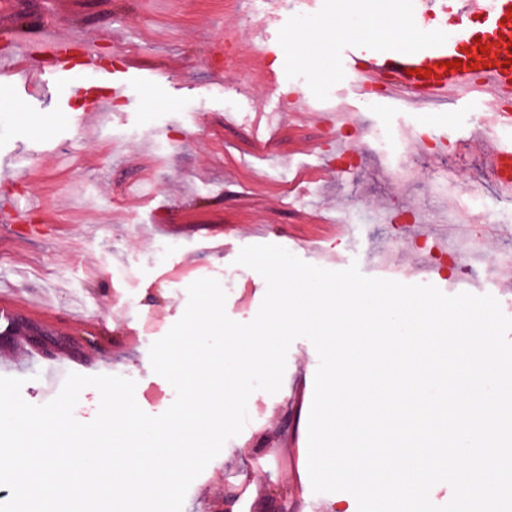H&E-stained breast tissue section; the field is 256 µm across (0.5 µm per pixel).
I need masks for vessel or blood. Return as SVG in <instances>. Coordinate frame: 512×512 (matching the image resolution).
<instances>
[{"label": "vessel or blood", "mask_w": 512, "mask_h": 512, "mask_svg": "<svg viewBox=\"0 0 512 512\" xmlns=\"http://www.w3.org/2000/svg\"><path fill=\"white\" fill-rule=\"evenodd\" d=\"M410 19L426 27L409 42L396 36L368 43L358 29L339 34L338 69L359 84L391 72L405 78L418 68L427 71L430 93L438 99L458 98L477 82L489 91L480 115L484 130L512 126V113L497 107L512 98V0H413ZM11 37L16 56L9 68L24 75L11 89L33 98L94 92L101 112L110 97L125 95L140 78L131 64L106 66L92 40L73 34L48 39L36 26L14 29ZM482 159L512 193V143L487 140Z\"/></svg>", "instance_id": "vessel-or-blood-1"}]
</instances>
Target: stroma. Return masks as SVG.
<instances>
[{"instance_id":"1","label":"stroma","mask_w":512,"mask_h":512,"mask_svg":"<svg viewBox=\"0 0 512 512\" xmlns=\"http://www.w3.org/2000/svg\"><path fill=\"white\" fill-rule=\"evenodd\" d=\"M326 18L312 10L299 17L291 0L258 16L251 0H0V54L9 48L5 29L42 19L63 33H105L102 51L151 71L106 111L69 101L46 133L25 128L30 102L0 89V207L20 212L0 227V290L19 308L13 331L0 335V376L23 378L24 400L49 402L71 372L117 375L135 381L146 413H163L175 392L153 372L151 344L180 319L187 287L201 278L231 281L227 315L255 318L266 282L236 262L249 245L276 244L329 270L355 263L370 277L488 294L483 266L461 258L429 271L428 250L409 240L415 231L449 240L485 229L490 212L466 204L471 189L496 181L479 147L470 146L451 180L442 154L413 179L391 176L402 155L418 152L407 133L426 126L456 145L474 129L480 102L469 96L444 112H406L390 95L348 94L363 123L405 141L382 155L349 132V161L325 164L321 127L288 114L332 110L341 87L335 60L320 75L262 65L254 43L263 29L288 51L290 31ZM228 31L237 44L226 59L218 50ZM98 322L111 331V348L100 343ZM29 336L75 365L48 364L27 350ZM318 364L309 340L291 344L286 370L302 369V393L291 397L286 383L252 393L248 421L229 440L251 456L235 466L212 460L183 512H224L235 486L242 512H276L279 487L292 512H321L326 494L303 482Z\"/></svg>"}]
</instances>
